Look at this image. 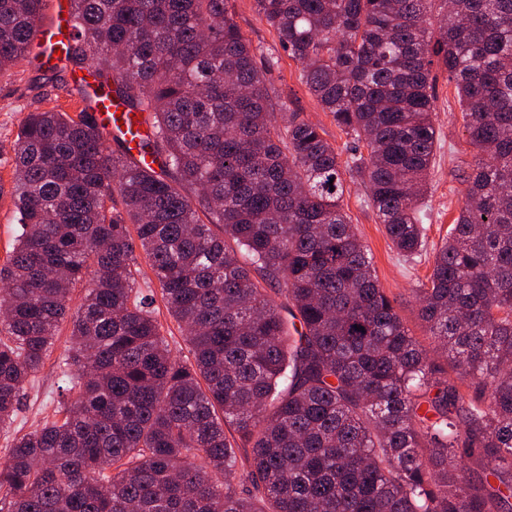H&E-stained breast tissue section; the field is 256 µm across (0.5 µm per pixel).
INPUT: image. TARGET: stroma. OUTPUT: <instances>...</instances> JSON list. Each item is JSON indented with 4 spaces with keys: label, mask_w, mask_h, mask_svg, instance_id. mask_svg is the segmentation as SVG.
<instances>
[{
    "label": "stroma",
    "mask_w": 512,
    "mask_h": 512,
    "mask_svg": "<svg viewBox=\"0 0 512 512\" xmlns=\"http://www.w3.org/2000/svg\"><path fill=\"white\" fill-rule=\"evenodd\" d=\"M233 18L252 45L263 53L279 58L273 84L287 98L289 105L316 125L323 136L341 154H348L349 138L325 112L317 99L298 80L299 66L283 53L274 31L262 21L254 0H230ZM71 72L52 71L26 62L0 76V265L12 248L18 226L13 203V144L18 127L28 109L60 107L76 114L84 103L75 97ZM433 120L438 131L439 148L426 198L429 219L425 225V247L420 258L404 260L394 250L382 224L367 203L368 190L360 180H353L344 197V208L369 252L381 288L396 301V309L422 343L429 344L412 295L418 282L432 271L433 252L458 217L467 184L464 177L477 159V151L466 133L462 113L446 72H439ZM70 324H62L44 367L28 385L20 410L11 427L0 429V461L4 460L15 430L30 431L50 414L61 399L60 361L70 345Z\"/></svg>",
    "instance_id": "stroma-1"
}]
</instances>
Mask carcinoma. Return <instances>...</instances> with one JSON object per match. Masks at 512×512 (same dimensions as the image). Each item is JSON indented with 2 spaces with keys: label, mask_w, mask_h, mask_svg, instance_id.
I'll return each mask as SVG.
<instances>
[{
  "label": "carcinoma",
  "mask_w": 512,
  "mask_h": 512,
  "mask_svg": "<svg viewBox=\"0 0 512 512\" xmlns=\"http://www.w3.org/2000/svg\"><path fill=\"white\" fill-rule=\"evenodd\" d=\"M432 2L256 0L352 139L343 161L274 88L278 58L228 0H72L51 69L92 68L142 115L158 169L90 105L21 121L0 426L67 321L71 396L12 439L0 512H512V0H441L434 22ZM45 8L0 0V74L30 58ZM435 65L482 155L413 289L455 380L380 288L343 206L347 178L368 183L394 249L418 256ZM141 254L189 362L137 287Z\"/></svg>",
  "instance_id": "carcinoma-1"
}]
</instances>
